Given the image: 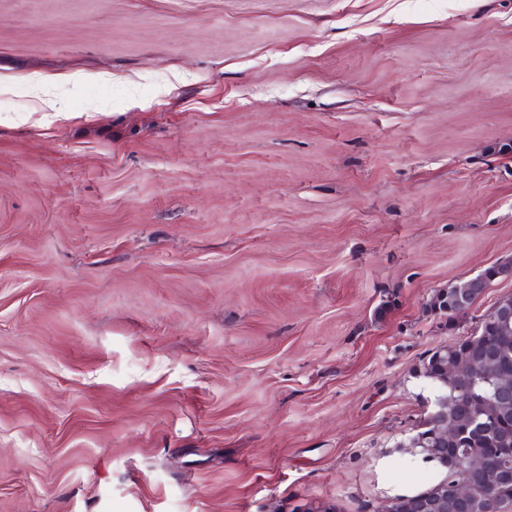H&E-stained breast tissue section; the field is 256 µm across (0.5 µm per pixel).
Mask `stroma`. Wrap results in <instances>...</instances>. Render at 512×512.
<instances>
[{
    "label": "stroma",
    "instance_id": "35a3bbf8",
    "mask_svg": "<svg viewBox=\"0 0 512 512\" xmlns=\"http://www.w3.org/2000/svg\"><path fill=\"white\" fill-rule=\"evenodd\" d=\"M509 257L512 0H0V512H383ZM447 296L448 305L444 304L440 309V301L445 299ZM470 301V296L467 295L465 291H461L455 284L449 286L448 290L442 291L439 299L437 297L435 298V307L440 312L448 313V317H454L455 315L463 314L469 310L472 307L469 305Z\"/></svg>",
    "mask_w": 512,
    "mask_h": 512
}]
</instances>
